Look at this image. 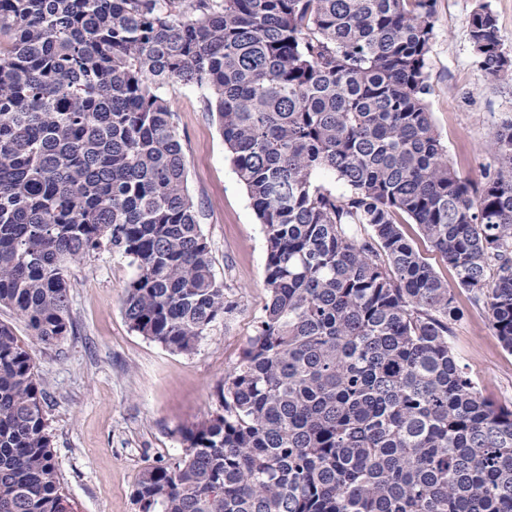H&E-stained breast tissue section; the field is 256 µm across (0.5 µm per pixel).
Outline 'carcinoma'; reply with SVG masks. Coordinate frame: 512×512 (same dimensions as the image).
Returning a JSON list of instances; mask_svg holds the SVG:
<instances>
[{
    "label": "carcinoma",
    "mask_w": 512,
    "mask_h": 512,
    "mask_svg": "<svg viewBox=\"0 0 512 512\" xmlns=\"http://www.w3.org/2000/svg\"><path fill=\"white\" fill-rule=\"evenodd\" d=\"M435 0H0V306L36 344L72 329L68 264L136 270L132 330L190 352L232 309L164 91H204L266 241L269 302L184 459L140 512H512V409L448 336L455 271L512 353V122L475 186L427 106ZM481 69L512 71L497 20ZM319 172L346 186L318 185ZM32 350L0 323V512H66ZM400 225V228L405 237L420 250L423 257L433 267L435 272L442 278V280L448 281L449 286H454V271L440 257V255L434 252L429 244L423 240L417 224H412V222L408 220V223Z\"/></svg>",
    "instance_id": "carcinoma-1"
}]
</instances>
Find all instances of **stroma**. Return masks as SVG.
Returning a JSON list of instances; mask_svg holds the SVG:
<instances>
[{"label":"stroma","instance_id":"stroma-1","mask_svg":"<svg viewBox=\"0 0 512 512\" xmlns=\"http://www.w3.org/2000/svg\"><path fill=\"white\" fill-rule=\"evenodd\" d=\"M483 3L497 18L502 48L512 54V0H436L426 68L434 128L458 174L474 183L494 168L486 146L512 119V76H487L470 39L469 20ZM167 98L213 271L234 309L194 350L172 352L133 331L125 317L123 300L134 275L127 258L103 249L70 264L72 330L55 345L33 346L32 353L71 512H139L141 471L181 460V428L222 413L224 379L268 301L263 226L216 119L194 85L175 86ZM458 305L463 315L452 326L451 346L485 397L512 406V353L501 346L483 304L463 292Z\"/></svg>","mask_w":512,"mask_h":512}]
</instances>
